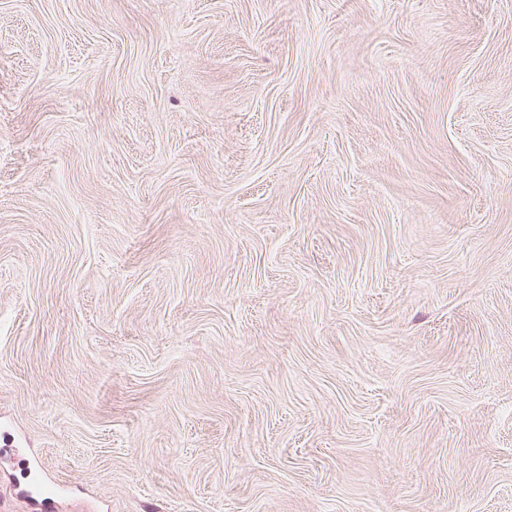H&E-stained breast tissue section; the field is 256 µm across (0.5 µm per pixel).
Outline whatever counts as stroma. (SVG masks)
<instances>
[{
  "label": "stroma",
  "instance_id": "1",
  "mask_svg": "<svg viewBox=\"0 0 512 512\" xmlns=\"http://www.w3.org/2000/svg\"><path fill=\"white\" fill-rule=\"evenodd\" d=\"M0 512H512V0H0Z\"/></svg>",
  "mask_w": 512,
  "mask_h": 512
}]
</instances>
